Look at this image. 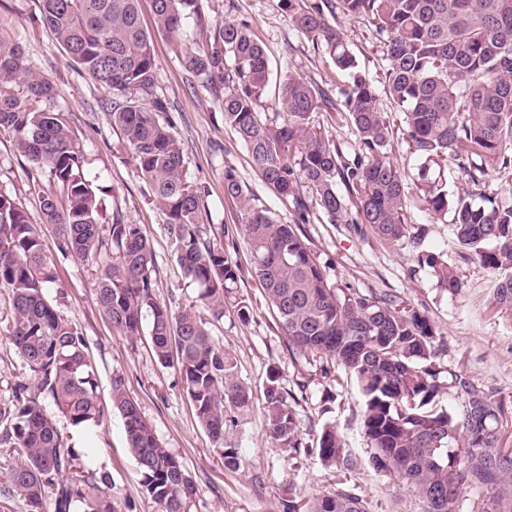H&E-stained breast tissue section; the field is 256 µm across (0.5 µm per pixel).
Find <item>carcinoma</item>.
<instances>
[{
  "label": "carcinoma",
  "mask_w": 512,
  "mask_h": 512,
  "mask_svg": "<svg viewBox=\"0 0 512 512\" xmlns=\"http://www.w3.org/2000/svg\"><path fill=\"white\" fill-rule=\"evenodd\" d=\"M141 0H39L40 21L78 69L112 89V127L131 151L139 177L167 216L175 253L198 299L224 308L231 301L246 320L239 297V263L224 246L202 237L205 188L190 180L184 153L173 134L165 101L157 95L152 33L141 21ZM202 0H151L154 27L176 38L183 21L200 14ZM294 28L320 45L346 84L331 95L292 72H274L250 25L224 20L209 40L183 56L185 70L224 86L221 115L234 128L261 181L295 219L279 224L271 210L224 168V200L236 208L252 257L285 337L288 352L315 358L324 378L342 370L363 398V430L374 467L414 490L424 512H456L459 493L482 488L489 500L478 512H500L512 501V447L504 443L509 411L466 378L435 365L443 350L429 317L402 296L337 288L327 265L307 244L305 224L314 209L331 224L365 226L388 247L419 250L408 233L410 187L387 146L398 131L419 161L416 195L425 211L452 215L465 257L499 275L493 304L512 316V204L485 191L487 176L512 181V0H283ZM363 20L386 51L383 92L402 116L392 129L377 88L355 70L344 34L330 19ZM23 78L29 101L0 93V127L14 132L18 148L48 172L52 187H35L47 224L62 233L63 257L94 259L102 267L96 294L112 328L135 338L149 320L157 359L177 357V367L197 420L214 442L224 444V422L245 411L252 390L235 375L234 358L213 340L193 307L175 313L155 294V255L136 224L120 216L99 224V203L83 168L85 158L55 89L26 63L19 47L0 44V84ZM274 94L278 112H264ZM343 112L354 125L360 152L347 157L315 122L319 112ZM470 188L448 192V156ZM439 286L461 289L440 255L421 251ZM53 273L46 245L28 212L0 194V290L11 313L9 341L27 369L0 403V502H22L26 512H118L104 489L106 476L79 462L57 426H98L105 410L85 337L61 317L45 296ZM456 389L446 408L439 394ZM42 395L54 406L46 412ZM264 416L271 438L302 448L300 422L278 375L264 389ZM112 407L120 412L142 493L160 512H190L196 486L183 465L157 439L121 377L112 381ZM316 451L341 480L352 470L344 442L323 427ZM288 512H366L349 490L299 497Z\"/></svg>",
  "instance_id": "cac0c4a2"
}]
</instances>
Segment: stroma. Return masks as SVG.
I'll use <instances>...</instances> for the list:
<instances>
[{"label": "stroma", "mask_w": 512, "mask_h": 512, "mask_svg": "<svg viewBox=\"0 0 512 512\" xmlns=\"http://www.w3.org/2000/svg\"><path fill=\"white\" fill-rule=\"evenodd\" d=\"M228 16L251 25L273 66L290 68L325 88L337 82L331 60L293 29L282 0H205L201 17L184 21V47H194L202 31ZM335 23L343 30L359 70L375 86H382L387 62L371 27L342 16L336 17ZM0 41L22 47L32 67L52 82L54 104L69 118L85 155L84 173L100 202L101 224L111 223L113 215L119 214L139 225L155 253L153 278L158 299L175 309L195 303V311L213 339L233 355L239 380L253 390L250 410L236 413L224 424L225 447L237 449L240 455L239 467L229 469L199 424L176 363L161 364L149 336L129 340L114 331L103 315L95 294L101 274L98 264L65 259L55 250L60 227L43 223L29 177L32 165L17 150L13 133L0 128V193L23 204L48 246L54 281L46 290L47 297L85 336L97 371L98 396L108 408L103 422L92 430L76 429L65 420L59 428L84 464L106 475L120 512H158V507L141 492L123 419L110 407L116 376L137 400L163 447L178 458L195 482L191 512H287L290 492L335 489L333 468L325 466L314 450L328 423L335 424L346 452L356 462L347 486L363 498L367 512H423V502L415 492L373 467L363 433L362 399L353 378H344L339 385L326 380L308 386L305 399L295 406L303 452L277 445L268 434L263 391L269 375L278 374L281 387L292 391L311 366L291 358L259 281L248 274L251 257L244 234L236 229L235 209L224 201L225 167L235 168L278 223H292L294 214L257 178L245 147L225 125L220 108L222 87L187 74L170 38L155 37L157 92L173 118V133L183 148L189 178L207 190L202 207L203 236L220 244L225 228L236 231L239 245L233 257L247 271L240 293L251 310L245 321L239 320L233 309L221 311L198 302L199 288L183 273L166 217L151 202L130 151L112 127L111 92L72 66L41 24L37 0H0ZM409 213L413 231L425 233V249L441 253L461 281L458 294L440 290L430 268L418 262L415 252L388 248L370 229L357 232L344 224L329 223L317 211L306 231L313 251L329 266L332 285L363 292L389 291L408 298L430 318L445 341L441 365L512 410V317L495 313L491 305L494 274L460 257L449 218L432 219L418 203Z\"/></svg>", "instance_id": "35a3bbf8"}]
</instances>
